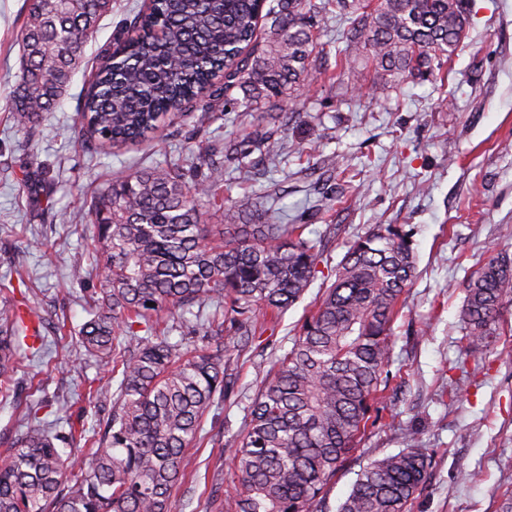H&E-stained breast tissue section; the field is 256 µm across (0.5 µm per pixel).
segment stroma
I'll return each mask as SVG.
<instances>
[{"instance_id":"stroma-1","label":"stroma","mask_w":512,"mask_h":512,"mask_svg":"<svg viewBox=\"0 0 512 512\" xmlns=\"http://www.w3.org/2000/svg\"><path fill=\"white\" fill-rule=\"evenodd\" d=\"M148 0H112L88 42L56 111L28 128L12 117L20 68L25 0H0V285L27 282L28 299L49 323L43 363L22 359L11 382L21 401L45 404L48 420L105 418L111 401L89 403V387L111 389L103 363L71 333L87 318L95 280H73L75 263L94 265L87 205L94 192L138 167L183 156L186 177L207 174L200 155L224 167V203L253 202L265 224H302L322 241L320 271L302 300L278 319L256 313L263 333L240 358L224 399L203 420V441L184 453L188 477L176 485L172 512H214L232 490L224 444L242 429L260 386V369L291 346L303 317L331 283L351 242L378 224L410 234L417 274L391 338L393 366L380 419L328 488L318 512H337L369 461L406 448L408 430L434 449L430 479L410 512H504L512 495V306L494 350H460L464 285L496 252L512 253V0H471L461 49L447 79L381 89L360 66L341 90L312 81L295 105L274 103L264 126L288 144L275 166L243 180L224 162L225 142L246 125L237 113L201 120V107L165 119L148 141L100 150L79 133L78 108L90 74L125 22ZM336 158L329 166L328 158ZM456 398H449L450 386Z\"/></svg>"}]
</instances>
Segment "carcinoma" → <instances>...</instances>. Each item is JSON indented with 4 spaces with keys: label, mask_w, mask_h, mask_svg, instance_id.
Wrapping results in <instances>:
<instances>
[{
    "label": "carcinoma",
    "mask_w": 512,
    "mask_h": 512,
    "mask_svg": "<svg viewBox=\"0 0 512 512\" xmlns=\"http://www.w3.org/2000/svg\"><path fill=\"white\" fill-rule=\"evenodd\" d=\"M332 6L350 23L337 65L363 56L386 82L444 76L469 23V0H149L131 36L91 74L80 129L105 149L142 142L168 113L231 88L243 97L225 102L226 112L291 103L311 79L313 55L327 53L315 20ZM111 11L112 0H27L12 96L20 127L56 107ZM281 146L254 123L232 160L248 168L252 154L272 160ZM207 168L191 186L180 160L165 159L93 197L99 288L77 336L120 377L112 415L97 429L70 422L53 432L37 411L25 412L26 429L0 466V512H170L185 449L224 397L227 362L255 336L254 313L284 312L316 278L323 249L303 224H238L234 213L230 224L202 223L203 205L224 208V169ZM415 269L411 241L393 224L351 243L290 349L263 371L243 429L224 444L234 486L217 512H316L382 402L393 325ZM510 304L512 255L500 252L466 283L461 349L493 348ZM180 310L199 318L202 335L190 348L157 335ZM26 315L42 321L29 305L0 310V378L16 371L23 349L42 350L21 336ZM431 461L410 431L406 448L360 469L338 512H409Z\"/></svg>",
    "instance_id": "cac0c4a2"
}]
</instances>
